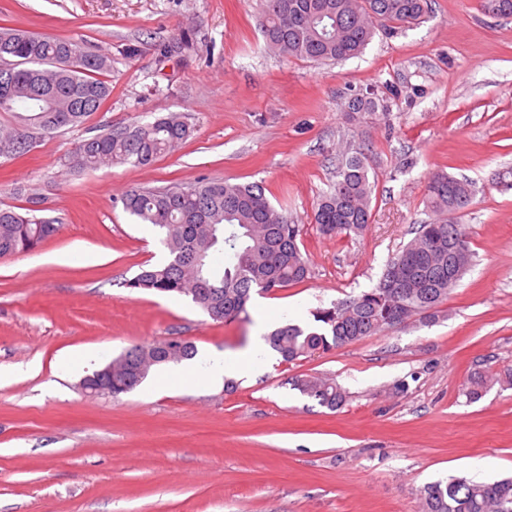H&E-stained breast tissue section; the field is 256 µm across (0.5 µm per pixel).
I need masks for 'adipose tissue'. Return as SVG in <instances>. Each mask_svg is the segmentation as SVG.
I'll list each match as a JSON object with an SVG mask.
<instances>
[{"mask_svg":"<svg viewBox=\"0 0 512 512\" xmlns=\"http://www.w3.org/2000/svg\"><path fill=\"white\" fill-rule=\"evenodd\" d=\"M266 344L263 336L253 337L247 354L231 355L219 351H207L185 361L177 374L180 384L194 385L200 382L216 385L225 378L237 374L239 368H247L250 373H258L264 366L261 358Z\"/></svg>","mask_w":512,"mask_h":512,"instance_id":"ef3b65f1","label":"adipose tissue"}]
</instances>
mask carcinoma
<instances>
[{
    "label": "carcinoma",
    "instance_id": "carcinoma-1",
    "mask_svg": "<svg viewBox=\"0 0 512 512\" xmlns=\"http://www.w3.org/2000/svg\"><path fill=\"white\" fill-rule=\"evenodd\" d=\"M431 0H261L262 32L269 47L286 57L316 62L360 55L379 28L416 26L429 16ZM485 13L512 16V0H483ZM111 60L87 54L79 43L43 33L0 27V157L22 156L45 137L82 123L112 93L102 78ZM347 112L385 109L381 100L358 93ZM192 125L170 112L145 123L104 127L75 142L62 165L74 173L113 164L149 167L186 141ZM371 181L365 148L348 144L338 155L336 180L314 206L313 221L325 237L361 235L372 218ZM466 178L434 172L426 206L438 214H460L472 202ZM42 197L28 207L0 206V256L27 254L59 230L53 218H36ZM141 223L158 229L168 260L145 266L126 287L188 296L221 322L249 318L254 294L305 281L310 267L300 248L302 226L272 206L260 183L200 179L163 188L136 187L114 201ZM472 262L465 228L446 219L421 224L390 258L376 286L361 295L313 311V324L283 323L265 339L281 361L292 363L358 342L420 316L430 319L448 299ZM196 353L192 342L166 338L136 344L112 359V397L139 387L152 369L179 364ZM492 384L476 372L467 395L479 399ZM291 386L329 410L346 400L328 377L306 375ZM422 512H512V478L436 481L421 492Z\"/></svg>",
    "mask_w": 512,
    "mask_h": 512
}]
</instances>
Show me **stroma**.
Masks as SVG:
<instances>
[{
    "label": "stroma",
    "instance_id": "35a3bbf8",
    "mask_svg": "<svg viewBox=\"0 0 512 512\" xmlns=\"http://www.w3.org/2000/svg\"><path fill=\"white\" fill-rule=\"evenodd\" d=\"M258 0H0V26L105 54L112 94L84 124L0 159V201L42 194L58 234L0 257V367L40 364L0 387V512H421L424 485L512 475V386L466 395L480 371L512 369V17L482 0H432L419 26L377 31L354 58L318 64L268 49ZM387 111L348 120L354 93ZM184 112L191 137L152 166L67 172L91 128ZM368 149L372 218L359 236L313 222L335 180L336 148ZM471 181L460 215L472 264L434 318L296 362L270 355L235 392L142 385L89 398L57 377L62 353L93 347L108 364L168 337L200 350L247 348L257 318L312 323L317 308L373 288L418 225L432 172ZM201 178L261 183L303 227L304 282L254 296L249 317L217 322L188 297L126 288L166 261L157 234L116 206L134 187ZM68 254L64 264L54 263ZM333 378L336 410L290 384Z\"/></svg>",
    "mask_w": 512,
    "mask_h": 512
}]
</instances>
